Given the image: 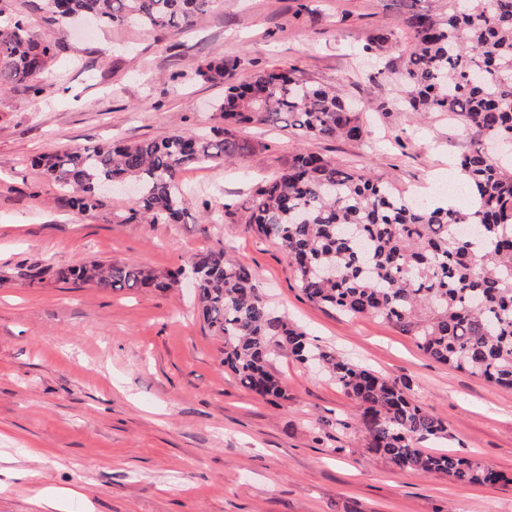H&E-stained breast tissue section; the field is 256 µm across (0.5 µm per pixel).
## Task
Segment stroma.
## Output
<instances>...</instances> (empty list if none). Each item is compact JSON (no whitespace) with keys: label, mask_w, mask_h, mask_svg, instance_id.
Wrapping results in <instances>:
<instances>
[{"label":"stroma","mask_w":512,"mask_h":512,"mask_svg":"<svg viewBox=\"0 0 512 512\" xmlns=\"http://www.w3.org/2000/svg\"><path fill=\"white\" fill-rule=\"evenodd\" d=\"M9 3L60 51L38 77L46 96L0 92V512H41L50 493L61 512H512V391L437 362L382 320L314 306L278 246L248 225L257 183L300 149L444 203L432 183L471 148L470 130L392 106L376 75L407 46L404 0H219L181 33L48 25L43 0ZM384 29L396 42L360 57ZM223 58L239 59V82L291 65L339 88L366 110L365 144L242 127L248 149L234 163L183 172L178 224L125 223L135 200L119 192L93 211L64 207L31 167L39 153L208 132L224 87L196 70ZM209 208L224 209L222 223L205 222ZM219 248L316 344L396 381L441 419L447 434L427 448L474 458L510 484L424 477L371 455L344 390L287 353L271 365L284 397L251 394L225 371L190 286L109 293L20 276L92 259L162 274ZM76 487L83 498H69Z\"/></svg>","instance_id":"obj_1"}]
</instances>
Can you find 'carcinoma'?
Instances as JSON below:
<instances>
[{
    "instance_id": "cac0c4a2",
    "label": "carcinoma",
    "mask_w": 512,
    "mask_h": 512,
    "mask_svg": "<svg viewBox=\"0 0 512 512\" xmlns=\"http://www.w3.org/2000/svg\"><path fill=\"white\" fill-rule=\"evenodd\" d=\"M217 0H45L46 21L88 16L104 24L184 31ZM408 39L396 72L395 104L409 112H443L474 134L457 162L472 209L416 202L367 169H346L315 152L288 157L283 171L257 185L249 224L275 243L302 294L348 316L384 319L438 362L512 391V0H408ZM27 19L0 5V89L33 82L57 54ZM235 64L209 61L197 71L225 84L218 105L223 125L207 134L177 131L147 139L42 154L31 165L62 192L60 202L86 212L102 205L105 183H133L139 193L128 223L178 224L185 189L180 174L194 164L221 163L241 153L245 125L290 130L307 139L365 141L362 110L336 88L314 86L292 69L260 70L233 82ZM470 220L469 236L454 226ZM197 302L210 333L224 340V367L251 392L282 398L269 370L279 350L330 372L358 406L368 450L401 469L443 474L463 484L509 482L479 461L433 454L420 443L444 435L443 422L412 402L399 385L316 346L275 311L247 266L207 250L190 263ZM182 268L156 275L133 262L43 268L23 274L29 284L49 276L77 287L112 292L173 288Z\"/></svg>"
}]
</instances>
